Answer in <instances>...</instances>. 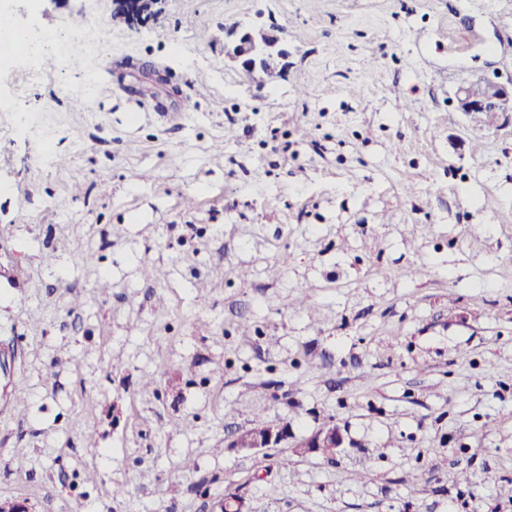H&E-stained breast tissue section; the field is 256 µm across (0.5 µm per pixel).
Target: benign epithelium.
I'll return each mask as SVG.
<instances>
[{"instance_id":"7a95c632","label":"benign epithelium","mask_w":512,"mask_h":512,"mask_svg":"<svg viewBox=\"0 0 512 512\" xmlns=\"http://www.w3.org/2000/svg\"><path fill=\"white\" fill-rule=\"evenodd\" d=\"M224 57L242 69L274 73L288 50L280 43L275 29L257 19L240 25L224 39ZM457 109L460 112H481L488 116L512 112V87L492 81L486 82L485 93L475 98L469 87L458 91ZM288 443V426L260 421L250 431L249 450L281 448ZM347 445L345 430L321 428L309 438L296 444L298 448H309L316 452L321 448H344Z\"/></svg>"}]
</instances>
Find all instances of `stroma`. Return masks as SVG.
I'll return each instance as SVG.
<instances>
[{"instance_id":"stroma-1","label":"stroma","mask_w":512,"mask_h":512,"mask_svg":"<svg viewBox=\"0 0 512 512\" xmlns=\"http://www.w3.org/2000/svg\"><path fill=\"white\" fill-rule=\"evenodd\" d=\"M258 13L288 46L264 85L224 61ZM11 15L50 44L0 108V500L512 512V116L454 98L512 84V0ZM258 416L353 445L227 447ZM347 437L345 430L341 427L334 429L321 428L315 431L309 438L297 443L292 448H296L295 453L305 452V448H311V452H317L323 448V451L336 455L337 448H347Z\"/></svg>"}]
</instances>
